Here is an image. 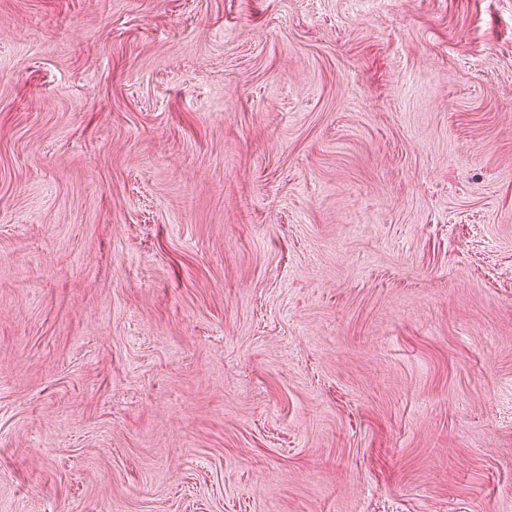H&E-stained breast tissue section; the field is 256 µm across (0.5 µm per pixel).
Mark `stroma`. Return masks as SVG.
I'll return each instance as SVG.
<instances>
[{
	"label": "stroma",
	"mask_w": 512,
	"mask_h": 512,
	"mask_svg": "<svg viewBox=\"0 0 512 512\" xmlns=\"http://www.w3.org/2000/svg\"><path fill=\"white\" fill-rule=\"evenodd\" d=\"M0 512H512V0H0Z\"/></svg>",
	"instance_id": "35a3bbf8"
}]
</instances>
